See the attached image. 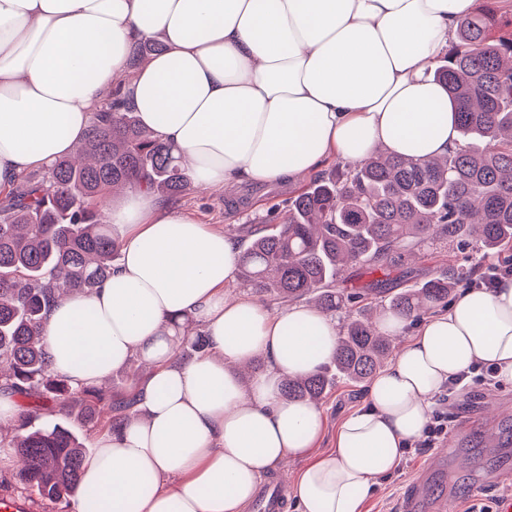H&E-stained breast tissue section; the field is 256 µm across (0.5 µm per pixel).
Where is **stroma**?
I'll list each match as a JSON object with an SVG mask.
<instances>
[{"instance_id":"1","label":"stroma","mask_w":512,"mask_h":512,"mask_svg":"<svg viewBox=\"0 0 512 512\" xmlns=\"http://www.w3.org/2000/svg\"><path fill=\"white\" fill-rule=\"evenodd\" d=\"M295 191L277 185L248 183L237 188L238 203L227 208L224 190L214 187L208 190L187 189L177 202L178 208L187 211L208 224L221 228L236 227L238 243L247 239L245 224L250 218L266 215L269 208H276L278 216H285L288 200ZM478 255L474 244L462 246L437 243L418 248L414 257L406 259L393 268L390 278L393 284L412 288L438 276L448 266L469 267ZM365 387L361 384L342 382L337 384L321 402L326 421V433L320 442L321 448L332 447L336 428L348 414L362 404ZM436 409L447 412L452 424H459L461 416L481 413L487 416L502 412L509 419L499 429L490 431L475 425L465 442L469 465L454 460L448 464L446 485L455 492L452 512H499L500 496L512 494V473H504L500 488L485 484L488 473L503 463L512 464V384L489 387L481 383L471 384L466 393L441 394L435 403ZM428 459L419 454L402 464L390 477L381 480L364 503V512H398L405 490Z\"/></svg>"}]
</instances>
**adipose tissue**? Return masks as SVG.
<instances>
[{
	"mask_svg": "<svg viewBox=\"0 0 512 512\" xmlns=\"http://www.w3.org/2000/svg\"><path fill=\"white\" fill-rule=\"evenodd\" d=\"M475 0H0V195L84 141L117 98L186 160L193 183L299 186L327 161L375 149L416 158L456 148L457 105L433 71ZM164 49L133 61L135 47ZM121 260L90 295L45 315L50 365L94 384L132 354L153 365L136 417L101 431L82 466L109 512H246L262 479L302 461L295 512H363L418 439L451 378L472 363L512 383V279L471 288L417 323L360 410L318 455L322 409L280 382L328 362L338 321L233 297L235 240L131 187L101 203ZM207 354L173 364L174 321ZM266 362L250 382L236 365Z\"/></svg>",
	"mask_w": 512,
	"mask_h": 512,
	"instance_id": "obj_1",
	"label": "adipose tissue"
}]
</instances>
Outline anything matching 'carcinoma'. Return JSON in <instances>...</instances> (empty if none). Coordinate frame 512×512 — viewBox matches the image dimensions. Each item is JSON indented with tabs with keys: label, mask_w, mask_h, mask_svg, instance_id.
I'll use <instances>...</instances> for the list:
<instances>
[{
	"label": "carcinoma",
	"mask_w": 512,
	"mask_h": 512,
	"mask_svg": "<svg viewBox=\"0 0 512 512\" xmlns=\"http://www.w3.org/2000/svg\"><path fill=\"white\" fill-rule=\"evenodd\" d=\"M499 3L481 0L434 71L459 104L456 149L434 160L378 153L353 168L337 165L290 200L281 223L258 217L248 225L238 276L250 294L262 302L313 299L338 318L335 357L309 375L285 377V397L317 402L341 381L369 380L392 347L372 308L411 326L483 272L450 265L400 292L377 283L371 305L365 293L340 287L348 265L385 275L428 241L474 239L484 257L512 250V14ZM77 156L82 162L63 157L42 175L21 176L0 199V364L9 366L0 389L24 401L20 433H0V448L22 458V485L65 508L82 491L85 449L58 418L116 429L136 397L75 387L53 373L41 333L45 311L57 290L87 294L112 274L119 245L98 204L113 188L143 184L169 203L190 183L171 147L117 101L94 114ZM180 329L187 331L180 353L206 352L204 334L190 333L188 321ZM34 417L44 418L35 429Z\"/></svg>",
	"instance_id": "cac0c4a2"
}]
</instances>
